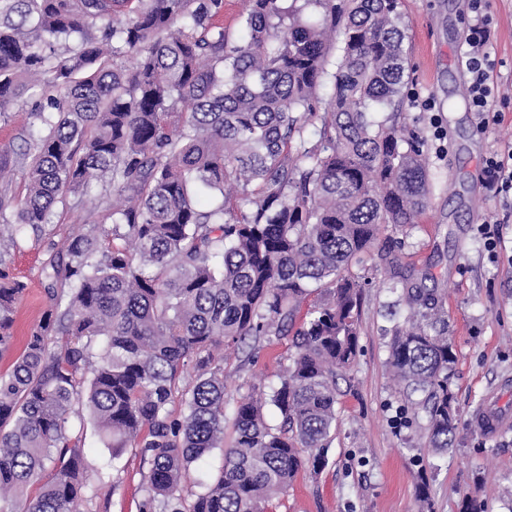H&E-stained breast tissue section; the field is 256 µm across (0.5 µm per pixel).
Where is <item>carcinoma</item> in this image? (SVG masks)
Listing matches in <instances>:
<instances>
[{"instance_id": "1", "label": "carcinoma", "mask_w": 512, "mask_h": 512, "mask_svg": "<svg viewBox=\"0 0 512 512\" xmlns=\"http://www.w3.org/2000/svg\"><path fill=\"white\" fill-rule=\"evenodd\" d=\"M397 0H245L246 36L224 0H0V119L33 100L25 193L0 195L15 230L40 232L66 194L112 185V230L73 236L44 268L43 319L0 373V499L9 512H79L89 418L112 449L149 457L146 512H267L298 472L328 465L336 376L354 361L360 282L346 274L383 224L426 207L423 140L375 121L403 111L407 58ZM341 39L331 70L329 44ZM331 85L329 106L320 89ZM318 127V138L304 136ZM222 196L212 206L204 198ZM0 246V356L24 285ZM324 292L296 323L301 304ZM395 380L424 394L428 443L453 447L452 346L435 299L406 287ZM293 335L270 403L244 398L224 446V366L214 352ZM186 413L168 404L188 363ZM223 464L181 491L215 449ZM39 484L33 500L27 488ZM242 9V0H224V29L237 39L243 35L240 23Z\"/></svg>"}]
</instances>
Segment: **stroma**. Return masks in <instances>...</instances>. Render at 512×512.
<instances>
[{
    "label": "stroma",
    "instance_id": "stroma-1",
    "mask_svg": "<svg viewBox=\"0 0 512 512\" xmlns=\"http://www.w3.org/2000/svg\"><path fill=\"white\" fill-rule=\"evenodd\" d=\"M498 62L494 79L503 101L500 116L478 128L469 110L468 77L458 61L469 20L467 0H398L409 78L400 126L424 141L430 173L429 202L414 223L383 225L377 250L359 256L348 273L363 283L356 359L336 378V428L321 472L301 470L273 512H460L463 497L484 500L489 512H512V426L495 435L476 427L481 409L495 405L512 423V212L487 188L477 187L482 162L495 143L512 140V0H488ZM431 108H424L423 100ZM0 121V147L22 160L38 129L29 106L17 103ZM112 188L103 184L57 203L42 232L14 237L10 271L25 286L14 314L16 343L48 308L43 268L77 233L86 218L102 219ZM503 222L501 246L490 255L480 226ZM420 283L437 301L453 346L448 388L456 414V438L448 453L427 443L420 395H407L389 373V347L410 315L404 288ZM291 337L265 336L228 348L226 400L235 406L250 394L269 396L291 363ZM87 479L109 476L114 491L81 503L82 512H143L150 465L139 449H123L116 468L93 424L84 428ZM426 475L429 497L416 484Z\"/></svg>",
    "mask_w": 512,
    "mask_h": 512
}]
</instances>
